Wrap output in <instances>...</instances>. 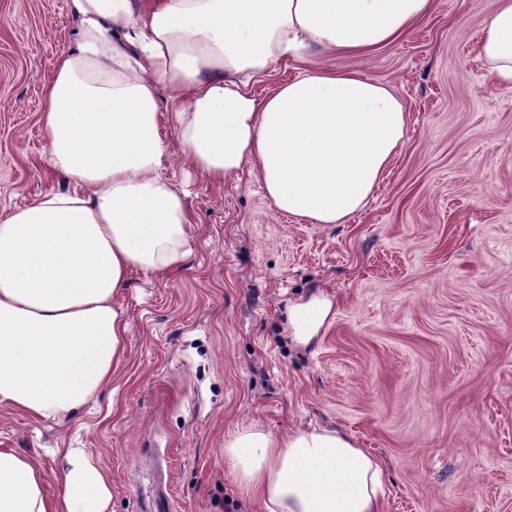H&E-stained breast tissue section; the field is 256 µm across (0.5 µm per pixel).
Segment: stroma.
Segmentation results:
<instances>
[{
	"instance_id": "stroma-1",
	"label": "stroma",
	"mask_w": 512,
	"mask_h": 512,
	"mask_svg": "<svg viewBox=\"0 0 512 512\" xmlns=\"http://www.w3.org/2000/svg\"><path fill=\"white\" fill-rule=\"evenodd\" d=\"M405 38L333 57L388 86L405 144L344 224L279 214L249 170L187 181L190 254L169 280L132 273L125 354L72 417L0 406V444L82 448L112 512H257L225 448L246 428L337 429L384 463L387 512H512V90L478 52L490 0H436ZM67 0H0V217L64 182L40 115L72 45ZM333 308L295 344L288 310Z\"/></svg>"
}]
</instances>
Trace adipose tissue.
<instances>
[{"instance_id":"ef3b65f1","label":"adipose tissue","mask_w":512,"mask_h":512,"mask_svg":"<svg viewBox=\"0 0 512 512\" xmlns=\"http://www.w3.org/2000/svg\"><path fill=\"white\" fill-rule=\"evenodd\" d=\"M77 21L41 114L49 190L0 219V405L40 424L82 410L110 383L128 323L131 272L184 267L193 217L164 177L185 160L221 186L243 167L274 209L341 224L362 209L404 144L407 113L361 72L319 63L407 35L435 0H68ZM478 50L512 86V0H491ZM297 75L267 94L252 82L279 61ZM174 130L166 139L161 116ZM331 301L293 305L309 344ZM60 490L39 453L0 447V512H108L112 479L80 448L55 451ZM231 471L262 512H386L385 469L336 429L238 432Z\"/></svg>"}]
</instances>
